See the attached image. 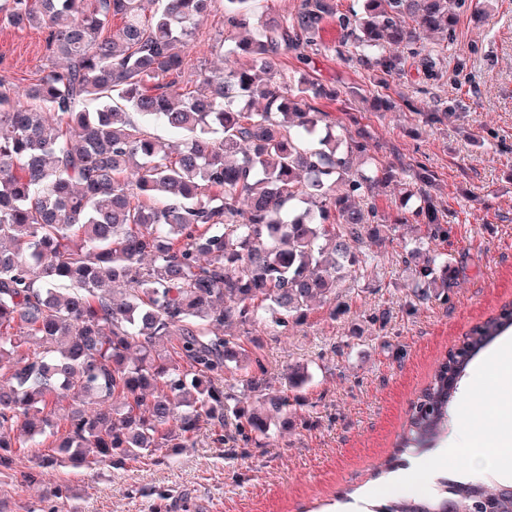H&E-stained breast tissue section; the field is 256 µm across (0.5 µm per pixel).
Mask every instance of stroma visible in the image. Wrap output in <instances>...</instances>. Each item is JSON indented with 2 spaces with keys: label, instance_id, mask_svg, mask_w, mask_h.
Listing matches in <instances>:
<instances>
[{
  "label": "stroma",
  "instance_id": "stroma-1",
  "mask_svg": "<svg viewBox=\"0 0 512 512\" xmlns=\"http://www.w3.org/2000/svg\"><path fill=\"white\" fill-rule=\"evenodd\" d=\"M217 9L199 28L184 79L220 67L213 49L226 38ZM335 21L321 33L323 49L307 65L280 58L278 72H302L334 91L319 107L332 119L368 134L378 165L424 166L438 184L436 201L452 232L446 251L448 298L421 304L409 288L399 242L375 246L373 268L341 286L346 309L314 305L303 323L278 333L250 334L271 388L289 365H307L306 404L286 429L260 443L221 442V426L203 425L194 446L165 459L145 458L93 471L47 468L41 483L20 484L15 471L31 466L36 451L15 457L0 473V512H28L45 488L69 485L70 499L54 512H336L342 500L369 493L371 503L412 495L411 487H383L376 465L389 457L407 426L413 401L448 349L476 324L512 301V0H463L448 45L433 75L416 64L377 78L357 62L337 57ZM50 64L44 36L0 27V78L24 91ZM393 108L377 112L374 96ZM441 113L436 123L425 113ZM379 322H371V315ZM477 354L460 396L477 393L484 418L512 406V391L495 395V373Z\"/></svg>",
  "mask_w": 512,
  "mask_h": 512
}]
</instances>
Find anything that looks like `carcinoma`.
Instances as JSON below:
<instances>
[{"label":"carcinoma","mask_w":512,"mask_h":512,"mask_svg":"<svg viewBox=\"0 0 512 512\" xmlns=\"http://www.w3.org/2000/svg\"><path fill=\"white\" fill-rule=\"evenodd\" d=\"M0 0V26L45 33L54 65L13 95L0 78V473L14 448L49 443L20 472L96 469L185 448L201 423L227 441L268 436L305 404L311 375L266 371L228 326L298 324L316 301L373 260L401 226L419 232L401 262L420 301L448 299L451 230L416 176L396 212L377 197L397 178L368 161L366 133L346 135L302 76L270 82L276 61L306 65L337 17L336 54L384 75L410 56L433 68L418 32L448 39L460 0H300L279 20L262 0H223L239 65L182 90L194 34L216 0ZM122 21L108 34L113 19ZM159 122L181 137L153 134ZM512 327V303L475 326L420 391L397 452L442 433L471 357ZM172 343L162 354L157 346ZM248 393L238 389V372ZM67 405H61V402ZM512 512L494 481L442 479L438 492L372 512Z\"/></svg>","instance_id":"obj_1"}]
</instances>
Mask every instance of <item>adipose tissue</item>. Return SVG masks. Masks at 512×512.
Here are the masks:
<instances>
[{"label": "adipose tissue", "instance_id": "adipose-tissue-1", "mask_svg": "<svg viewBox=\"0 0 512 512\" xmlns=\"http://www.w3.org/2000/svg\"><path fill=\"white\" fill-rule=\"evenodd\" d=\"M473 408L466 407L457 412L455 432L440 442L437 448L426 455L413 458L412 472L429 468L453 469L457 458L456 450L461 443L472 440L479 441L477 449L469 465L470 478H478L486 474L493 475L498 482L512 484V413H501L479 430H471L470 422L475 417Z\"/></svg>", "mask_w": 512, "mask_h": 512}]
</instances>
